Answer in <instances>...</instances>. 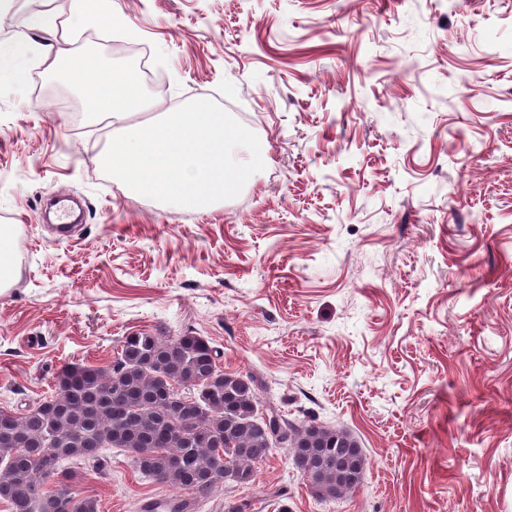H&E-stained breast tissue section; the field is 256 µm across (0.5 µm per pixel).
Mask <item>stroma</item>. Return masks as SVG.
Here are the masks:
<instances>
[{
	"instance_id": "35a3bbf8",
	"label": "stroma",
	"mask_w": 512,
	"mask_h": 512,
	"mask_svg": "<svg viewBox=\"0 0 512 512\" xmlns=\"http://www.w3.org/2000/svg\"><path fill=\"white\" fill-rule=\"evenodd\" d=\"M144 62L159 109L207 95L255 132L263 171L207 213L125 193L94 162L110 117L28 67L0 99V409H26L121 336L192 331L262 377L286 418L364 448L354 493L318 502L286 450L216 499L277 512H512V0H112L123 29L76 28ZM83 198L64 234L46 198ZM73 488L104 512L175 491L113 451Z\"/></svg>"
}]
</instances>
